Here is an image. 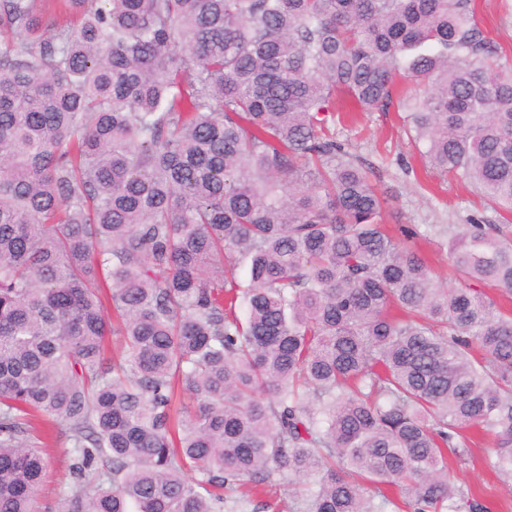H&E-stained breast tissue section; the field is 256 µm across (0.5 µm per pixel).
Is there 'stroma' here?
Masks as SVG:
<instances>
[{
	"instance_id": "1",
	"label": "stroma",
	"mask_w": 512,
	"mask_h": 512,
	"mask_svg": "<svg viewBox=\"0 0 512 512\" xmlns=\"http://www.w3.org/2000/svg\"><path fill=\"white\" fill-rule=\"evenodd\" d=\"M477 9L484 28L512 62V0H477ZM336 138L354 161L372 168L378 188L388 199L383 223L395 232L411 230L407 245L427 258L440 283H448L450 278L448 237L443 227L470 222L502 224L512 237V214L481 200L472 186L443 177L425 165L409 145L397 110L360 113L356 123L337 127ZM71 449L66 437L46 439L42 453L47 472L37 512H59ZM470 452L468 465H450L454 482L479 498L487 512H512V487L485 465L495 452L492 438L478 441Z\"/></svg>"
}]
</instances>
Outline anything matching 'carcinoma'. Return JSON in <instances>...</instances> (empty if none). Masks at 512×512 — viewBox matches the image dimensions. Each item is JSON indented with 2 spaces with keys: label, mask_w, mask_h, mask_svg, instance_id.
Segmentation results:
<instances>
[{
  "label": "carcinoma",
  "mask_w": 512,
  "mask_h": 512,
  "mask_svg": "<svg viewBox=\"0 0 512 512\" xmlns=\"http://www.w3.org/2000/svg\"><path fill=\"white\" fill-rule=\"evenodd\" d=\"M338 96L512 212L473 0H0V512H35L46 425L62 512H260L238 487L283 478L296 512H484L448 477L471 429L512 481V314L471 287L512 294V239L448 226L440 287ZM42 453L46 460L45 482L36 502V512H59L61 496L68 483L72 444L65 436L52 435L44 440Z\"/></svg>",
  "instance_id": "carcinoma-1"
}]
</instances>
